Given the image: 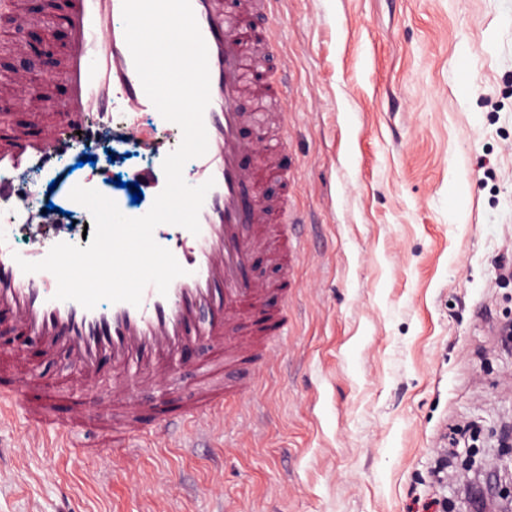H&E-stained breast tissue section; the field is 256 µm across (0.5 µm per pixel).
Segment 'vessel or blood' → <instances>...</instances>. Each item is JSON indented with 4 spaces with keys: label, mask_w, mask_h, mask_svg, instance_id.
I'll return each instance as SVG.
<instances>
[{
    "label": "vessel or blood",
    "mask_w": 512,
    "mask_h": 512,
    "mask_svg": "<svg viewBox=\"0 0 512 512\" xmlns=\"http://www.w3.org/2000/svg\"><path fill=\"white\" fill-rule=\"evenodd\" d=\"M191 6L208 49V148L186 163L183 175L193 186L210 179L215 185L199 211V234L179 226L153 232L185 270L167 294L149 286L140 305L104 300L87 309L55 299L53 274L26 273L18 265L22 259H44L60 242L86 246L82 235L59 230L54 212L32 210L36 189L22 176L54 172L69 150L93 146L95 130L152 153L154 163L135 171L132 180L156 193L165 186L162 162L173 150L169 135L178 126L160 115L143 90L125 41L122 0H69L68 53L58 74L41 78L46 86L61 83L62 96L44 98L43 112L32 124L0 132V208L17 211L28 238L20 251L14 231L0 233V322L40 337L47 353L67 351L90 396L99 395L104 383L112 394L109 412L92 422L62 417L58 408L68 396L52 387L38 400L17 402L16 384L32 383L33 375L11 350L0 348V420L22 414L33 432L52 431L60 448L79 447L81 430L95 434L89 452L97 455L191 422L223 426L224 401L238 392L224 384L225 360L261 366L288 334L287 323L266 306L271 285L256 279L250 266L252 253L269 246L272 218L285 210L261 199L257 187L263 178L280 179L284 173L242 136L249 124L274 122L287 131L288 114H256L239 106L263 66L271 35L245 26L227 11L225 0H191ZM0 16L10 19L17 36L32 23L18 0H0ZM145 115L152 120L147 130L141 124ZM247 154L255 155L254 165L243 163ZM195 343L208 352L195 367L199 385L193 396L175 408L145 405L140 391L174 381V354ZM104 355L112 360L106 382L98 365Z\"/></svg>",
    "instance_id": "obj_1"
}]
</instances>
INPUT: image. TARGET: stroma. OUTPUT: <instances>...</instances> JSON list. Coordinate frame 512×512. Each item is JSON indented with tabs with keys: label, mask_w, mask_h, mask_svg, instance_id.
I'll return each mask as SVG.
<instances>
[{
	"label": "stroma",
	"mask_w": 512,
	"mask_h": 512,
	"mask_svg": "<svg viewBox=\"0 0 512 512\" xmlns=\"http://www.w3.org/2000/svg\"><path fill=\"white\" fill-rule=\"evenodd\" d=\"M288 81V335L224 428L105 457L0 424V512H469L461 460L512 426V0H280ZM113 157L100 191L151 163ZM40 384L64 353L5 336Z\"/></svg>",
	"instance_id": "obj_1"
}]
</instances>
